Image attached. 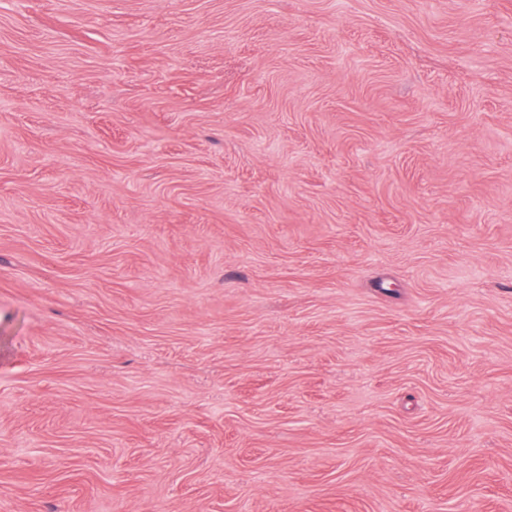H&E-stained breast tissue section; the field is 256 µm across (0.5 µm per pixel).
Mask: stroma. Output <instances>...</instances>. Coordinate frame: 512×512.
I'll use <instances>...</instances> for the list:
<instances>
[{"label": "stroma", "instance_id": "1", "mask_svg": "<svg viewBox=\"0 0 512 512\" xmlns=\"http://www.w3.org/2000/svg\"><path fill=\"white\" fill-rule=\"evenodd\" d=\"M0 512H512V0H0Z\"/></svg>", "mask_w": 512, "mask_h": 512}]
</instances>
